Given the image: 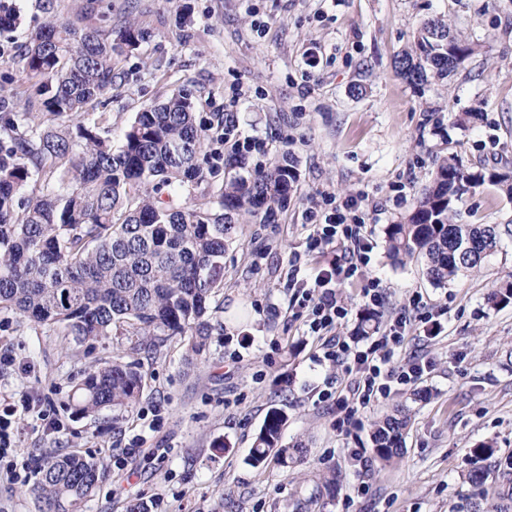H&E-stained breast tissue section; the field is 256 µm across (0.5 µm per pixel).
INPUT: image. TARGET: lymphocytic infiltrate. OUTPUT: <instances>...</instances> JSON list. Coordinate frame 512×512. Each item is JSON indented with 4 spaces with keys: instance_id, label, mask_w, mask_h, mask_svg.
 <instances>
[{
    "instance_id": "obj_1",
    "label": "lymphocytic infiltrate",
    "mask_w": 512,
    "mask_h": 512,
    "mask_svg": "<svg viewBox=\"0 0 512 512\" xmlns=\"http://www.w3.org/2000/svg\"><path fill=\"white\" fill-rule=\"evenodd\" d=\"M361 198L337 203L335 197L322 195L308 210L312 231L308 236L310 249L333 252V259L309 276L298 264L288 271L289 304L307 314V335L316 337L324 361L339 367L344 386H335L326 379L314 388L318 402L336 408V424L344 426L362 410L387 397L394 386L413 385L428 373V361L403 353V346L413 322L433 321L432 307L421 296L410 295L400 308L388 310L387 290L380 279L369 278L367 266L373 244L361 211ZM368 279L363 291L365 307L373 313H386L387 321L366 341L340 335L338 327L349 310L336 293L340 281ZM36 414L43 427L57 429L58 423L30 395L0 407V467L5 479L15 482L30 477L31 462L22 458L17 448L21 429L18 412Z\"/></svg>"
}]
</instances>
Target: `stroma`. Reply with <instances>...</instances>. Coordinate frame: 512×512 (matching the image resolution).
I'll return each instance as SVG.
<instances>
[{
  "mask_svg": "<svg viewBox=\"0 0 512 512\" xmlns=\"http://www.w3.org/2000/svg\"><path fill=\"white\" fill-rule=\"evenodd\" d=\"M20 27L0 33V96L14 111L38 105L18 50L46 20L34 0H13ZM61 17L92 27L134 23L146 34L119 74L106 107L107 127L120 140L144 106L176 91L194 104L206 144L200 161L207 180L179 191L187 206L207 201L224 182L232 141L217 127L231 112L240 132L263 143L246 155L247 170L283 152L297 160V186L272 223L239 216L224 254V279L209 302L206 351L187 358L173 337L136 359L143 390L132 412L76 411L73 392L84 374L128 352L130 342L108 336L75 344L59 327L0 311V354L28 363L0 375V393L38 395L60 432L22 417L23 456L73 452L93 459L104 478L81 512H291L315 480L339 481L321 512H346V492L365 484L356 512H471L477 502L472 450L490 441L497 458L512 455V302L490 307L487 294L512 280V196L486 184L463 194L456 224H495L497 251L479 269L434 285L424 261H396L386 229L408 214L429 184L436 157L486 167L512 178V0H58ZM439 17L479 50L448 79L412 84L398 77L393 58L411 47L420 23ZM465 112L481 118L461 126ZM364 193L374 248L369 272L400 306L422 295L443 322L439 336L413 328L405 354L429 358L421 382L396 390L361 412L349 432L336 430V412L314 404L309 391L335 376L318 364L316 343L289 306V262L308 269L332 255L306 249L305 210L325 193L337 200ZM410 409L401 454L375 458V421L396 405ZM284 410L283 445L306 446L302 462L251 466L254 437L271 408ZM158 430H150L154 415ZM141 451L118 469L133 437ZM365 451L364 462L350 449Z\"/></svg>",
  "mask_w": 512,
  "mask_h": 512,
  "instance_id": "obj_1",
  "label": "stroma"
}]
</instances>
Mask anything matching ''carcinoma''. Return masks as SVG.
I'll return each instance as SVG.
<instances>
[{
  "mask_svg": "<svg viewBox=\"0 0 512 512\" xmlns=\"http://www.w3.org/2000/svg\"><path fill=\"white\" fill-rule=\"evenodd\" d=\"M56 0H36L44 23L25 44L22 71L42 82L39 115L20 130L10 101L0 97V309L30 321L61 327L77 342L112 334L137 337V347H156L171 336L201 355L210 325L205 316L224 277V251L236 230L235 216L248 213L268 224L284 207L297 181L296 164L283 153L266 169L240 172L225 160L224 185L207 205L186 208L172 189L205 181L198 163L204 136L188 95L173 93L136 113L122 142L101 134L104 115L76 125V132L45 124L87 114L112 101L114 65L136 49L141 33L80 26L56 13ZM19 16L0 0V32ZM478 51L441 19L417 29L414 46L395 59L398 74L412 83L428 75L445 79ZM40 184L27 189L32 175ZM491 183L512 195L508 176L471 170L454 157L435 160L430 184L414 209L388 225L387 250L399 260L427 259V273L444 286L458 273L479 268L498 244L496 224H453L456 202L469 189ZM512 299V281L493 289V307ZM141 364L112 357L87 373L77 388L86 414L105 409L131 412L143 389ZM286 415L269 411L250 461L273 459L286 466L303 446L281 444ZM409 417L402 409L374 424L371 441L385 463L398 456ZM97 463L76 454L50 455L36 469L31 492L46 512H80L95 492ZM489 512H512V456L497 469ZM336 489V475L315 482L294 512H312Z\"/></svg>",
  "mask_w": 512,
  "mask_h": 512,
  "instance_id": "carcinoma-1",
  "label": "carcinoma"
}]
</instances>
